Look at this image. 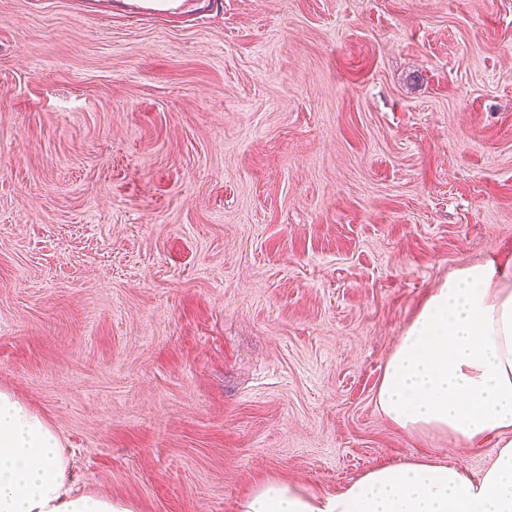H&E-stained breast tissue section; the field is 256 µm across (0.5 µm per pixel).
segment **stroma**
Here are the masks:
<instances>
[{
	"label": "stroma",
	"instance_id": "obj_1",
	"mask_svg": "<svg viewBox=\"0 0 512 512\" xmlns=\"http://www.w3.org/2000/svg\"><path fill=\"white\" fill-rule=\"evenodd\" d=\"M512 252V0H0V390L79 489L239 512L431 448L375 402ZM135 8L141 16L149 17L159 13H175L180 4L178 0H139Z\"/></svg>",
	"mask_w": 512,
	"mask_h": 512
}]
</instances>
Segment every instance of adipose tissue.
I'll return each mask as SVG.
<instances>
[{"mask_svg": "<svg viewBox=\"0 0 512 512\" xmlns=\"http://www.w3.org/2000/svg\"><path fill=\"white\" fill-rule=\"evenodd\" d=\"M385 418L462 448L495 440L474 474L423 451L320 495L271 479L240 512H512V257L456 269L400 336L377 389ZM0 512H134L72 489L65 448L26 404L0 391Z\"/></svg>", "mask_w": 512, "mask_h": 512, "instance_id": "1", "label": "adipose tissue"}]
</instances>
